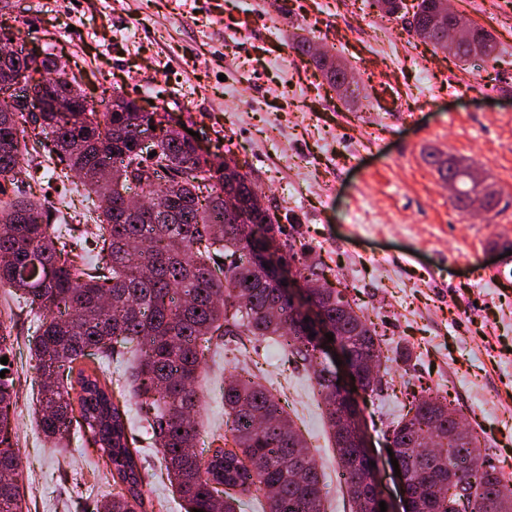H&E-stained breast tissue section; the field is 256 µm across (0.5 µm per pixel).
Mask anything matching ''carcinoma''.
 I'll list each match as a JSON object with an SVG mask.
<instances>
[{
    "label": "carcinoma",
    "instance_id": "cac0c4a2",
    "mask_svg": "<svg viewBox=\"0 0 512 512\" xmlns=\"http://www.w3.org/2000/svg\"><path fill=\"white\" fill-rule=\"evenodd\" d=\"M440 0H417L410 30L463 64L479 56L495 59L496 44L473 28L468 48L448 46L438 26ZM23 72L32 99L48 89L69 99L65 112H22L0 88V286L15 290L16 302L41 316L31 352L39 364L38 426L52 441L82 427L109 465L112 495L99 512H151L153 499L141 452L136 448L127 402L114 399L105 366L116 345H134L138 359L134 397L157 447L166 477L186 512H236L242 498L261 490L266 512H323V486L316 459L280 400L255 376L224 381V410L233 449L195 451L196 414L203 347L236 336L276 341L287 357L313 370L315 389L338 455L351 512H380L379 493L369 482L372 458L336 433L341 401L336 384L311 338L301 334L294 295L281 280L251 266L248 253L282 234L268 208L252 202L251 182L237 162L201 161L194 145L168 129L158 112H140L120 94L97 111L66 62L39 61L34 52L0 54V77ZM155 127L153 157L138 150V129ZM442 179L457 182L452 205L467 211L496 209L501 198L485 179L475 181L462 159L428 155ZM81 175L96 232L80 239L61 229L68 213L51 212L39 200L16 194L20 182L43 175L68 192L72 173ZM209 183L213 193L200 194ZM141 188L149 200L131 211L124 194ZM278 263L303 279L319 281L323 270L307 263L309 248L284 241ZM40 266L19 272L28 254ZM325 321L337 328L344 353L381 366L375 330L334 288H313ZM94 350L92 367L78 364ZM16 393L10 374L0 377V512H22L21 462L12 443L10 409ZM446 399L428 393L389 431L409 452L411 482L420 490V512H512V485L492 464L479 471L471 455L479 439L455 427ZM183 433H178V430Z\"/></svg>",
    "mask_w": 512,
    "mask_h": 512
}]
</instances>
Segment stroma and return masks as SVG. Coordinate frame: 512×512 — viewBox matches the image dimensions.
I'll list each match as a JSON object with an SVG mask.
<instances>
[{
    "mask_svg": "<svg viewBox=\"0 0 512 512\" xmlns=\"http://www.w3.org/2000/svg\"><path fill=\"white\" fill-rule=\"evenodd\" d=\"M0 47L68 60L93 100L113 91L169 113L216 153L243 162L286 234L345 284L389 361L388 391L359 395L383 497L398 507L388 431L413 397H446L512 481V0H448L497 43L495 61L460 64L381 15L371 0H7ZM313 45L310 56L294 39ZM346 64L336 90L315 56ZM466 159L502 201L455 209L428 164ZM14 315V426L28 512H95L104 471L78 432L45 442L32 415L40 380ZM245 367L280 399L323 476L326 512H350L313 375L266 339L225 337L205 353L202 448L223 436L224 380Z\"/></svg>",
    "mask_w": 512,
    "mask_h": 512,
    "instance_id": "stroma-1",
    "label": "stroma"
}]
</instances>
